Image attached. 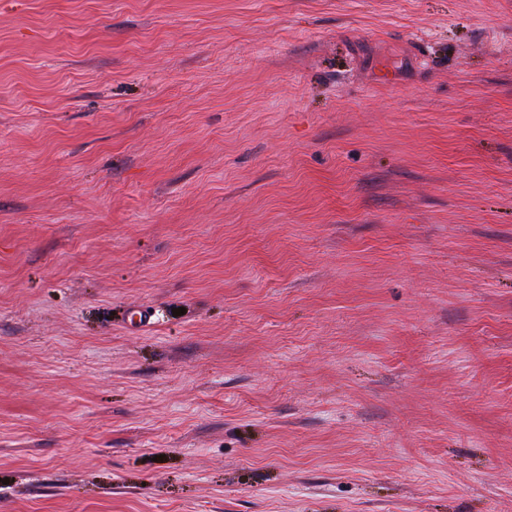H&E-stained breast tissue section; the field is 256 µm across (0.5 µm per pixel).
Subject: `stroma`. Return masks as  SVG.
I'll list each match as a JSON object with an SVG mask.
<instances>
[{
  "instance_id": "1",
  "label": "stroma",
  "mask_w": 512,
  "mask_h": 512,
  "mask_svg": "<svg viewBox=\"0 0 512 512\" xmlns=\"http://www.w3.org/2000/svg\"><path fill=\"white\" fill-rule=\"evenodd\" d=\"M0 512H512V0H0Z\"/></svg>"
}]
</instances>
